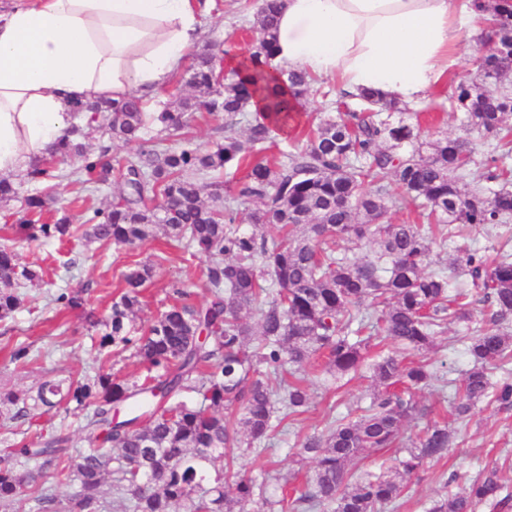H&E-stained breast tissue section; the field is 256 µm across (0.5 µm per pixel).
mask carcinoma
<instances>
[{
  "label": "carcinoma",
  "mask_w": 512,
  "mask_h": 512,
  "mask_svg": "<svg viewBox=\"0 0 512 512\" xmlns=\"http://www.w3.org/2000/svg\"><path fill=\"white\" fill-rule=\"evenodd\" d=\"M277 0H261L251 31L253 53L216 84L214 71L224 59L223 45H206L189 69L193 94L160 101L147 113L130 97L79 103L72 114L81 124L68 130L54 156L75 159L79 167L64 174L48 159L37 160L17 182L0 179V202L19 200L18 228L28 242L64 241L82 231L88 243L141 246L160 237L186 242L192 255L209 263L211 296L203 304L171 305L147 331L132 335L140 310V288L152 277L147 265L122 276L125 291L103 326L98 350L133 347L148 369L163 373L141 384L121 380L98 368L81 380H45L29 398L0 396V406L16 409L13 418L33 419L63 404L86 411L83 429L89 448L73 456L66 439L40 434L27 437L0 457V505L18 495L31 497L38 512H55L56 498L43 486L45 471L72 488L75 512L105 507V476L129 512H234L233 506L256 503L257 485L241 475L224 450L255 447L271 438L288 419L305 413L311 395L299 376L315 356L326 359L323 371L344 376L359 369L372 342L396 350L370 364L381 387L369 404L336 421L325 435L301 443L299 454L314 463L312 475L295 496L268 503L277 512L299 505L322 512H382L395 505L411 478L425 464L448 454L453 431L432 422L410 440L405 455L379 473L350 484L349 465L371 451L400 447L404 428L420 407L416 390L434 379L422 360L404 362L401 352L433 348L448 325L464 326L471 366L450 401L455 419L470 417L487 402L512 407V381L493 373L512 362V255L491 258L462 246L470 226L507 224L512 219V90L503 77L512 71V0H495L492 16L477 39V72L453 80L448 109L463 114V134L417 141L418 132L403 120L405 107L364 89L336 95V112H320L306 125L291 100L276 93L269 63ZM294 98L303 99L314 80L300 70H284ZM261 97L269 115L247 120L246 135L224 124V140L207 149L187 135L191 115L216 119L247 112ZM159 124L176 146L142 137L147 120ZM303 127L306 141L281 153L263 156L272 133ZM102 127L113 140L138 149L119 171L122 189L107 208L88 211L77 226L61 217L41 223L46 201L30 186H55L63 179L105 184L111 174L108 148L88 149L86 139ZM489 141L478 156L469 135ZM244 170L232 186L211 183L209 200L201 197L195 177L211 178L229 169ZM477 185L461 183L473 171ZM401 199L421 201L425 224H394L386 215L396 203L387 179ZM249 224L243 229L241 223ZM281 231L277 239L268 231ZM377 245L371 258L352 260L336 254L366 243ZM454 244L450 269L427 270L436 246ZM42 286L43 275L19 261L16 251L0 247V320L22 302L16 287ZM476 294L487 303L477 320ZM60 309L83 307L82 293L60 289L51 294ZM288 372L290 380L271 376ZM119 450L120 465L109 470L106 446ZM225 459L224 472L209 468ZM498 471L488 469L465 491L431 502L428 512H475L481 503H505Z\"/></svg>",
  "instance_id": "carcinoma-1"
}]
</instances>
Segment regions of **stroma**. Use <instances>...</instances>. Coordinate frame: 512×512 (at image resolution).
I'll use <instances>...</instances> for the list:
<instances>
[{
  "instance_id": "stroma-1",
  "label": "stroma",
  "mask_w": 512,
  "mask_h": 512,
  "mask_svg": "<svg viewBox=\"0 0 512 512\" xmlns=\"http://www.w3.org/2000/svg\"><path fill=\"white\" fill-rule=\"evenodd\" d=\"M258 0H207L201 18L203 41L218 40L228 50L229 60H236L250 44L249 26L254 20ZM120 188L109 182L97 191L82 193L70 181L52 189L48 214L67 216L70 223L81 224L85 207H105L112 203ZM22 263H38L45 280L70 290H81L87 300L85 312L59 311L50 304L45 289H25L23 303L12 318L0 321V389L30 396L47 378L65 380L102 366L113 375L134 381L146 370L133 349L97 351L93 338L98 328L90 317L103 318L113 301L120 297L118 285L122 272L134 265H150L152 278L146 283L136 331L142 332L167 306L173 304V287L190 295L192 303L209 299L206 264L189 255L178 243L151 241L139 247L118 244H86L82 237L48 243L21 245ZM462 327L449 325L439 338L437 350L423 353L439 383L460 379L469 365ZM31 346L27 364L18 366L9 359L17 343ZM311 404L308 412L286 420L285 429L267 441L263 449L244 453L227 449V456L240 458L243 475L262 482L271 499L289 495L293 480H305L312 469L310 461L300 459L298 450L310 435L327 432L348 411L367 405L372 390L367 370H359L340 379L335 389L324 390L316 379H308ZM82 413L56 409L32 423L12 419L10 412L0 413V452L11 448L20 431L36 436L41 428H53L67 438L69 454L87 447L82 429ZM454 443L445 458L427 463L418 480L412 481L392 512H427L437 496L462 492L470 480L488 464L499 467V477L509 501L506 506H483L477 512H512V409L492 406L478 411L467 423H456Z\"/></svg>"
}]
</instances>
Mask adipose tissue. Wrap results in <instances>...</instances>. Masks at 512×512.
I'll list each match as a JSON object with an SVG mask.
<instances>
[{
	"label": "adipose tissue",
	"mask_w": 512,
	"mask_h": 512,
	"mask_svg": "<svg viewBox=\"0 0 512 512\" xmlns=\"http://www.w3.org/2000/svg\"><path fill=\"white\" fill-rule=\"evenodd\" d=\"M274 69L414 105L446 81L477 0H280ZM196 0H10L0 9V176L64 136L75 104L170 83L198 43Z\"/></svg>",
	"instance_id": "adipose-tissue-1"
}]
</instances>
